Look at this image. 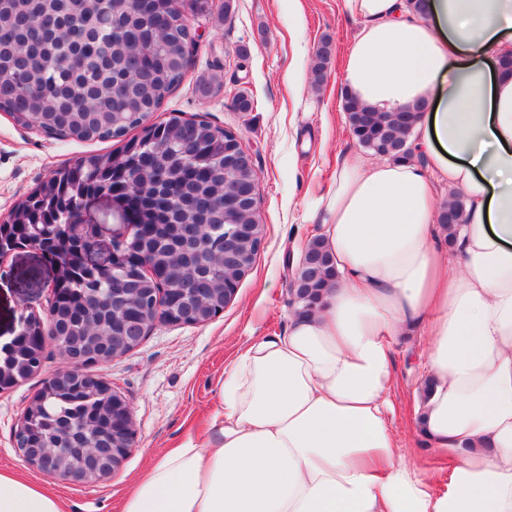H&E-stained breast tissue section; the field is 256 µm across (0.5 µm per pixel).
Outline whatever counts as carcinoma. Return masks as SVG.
<instances>
[{"instance_id": "carcinoma-1", "label": "carcinoma", "mask_w": 512, "mask_h": 512, "mask_svg": "<svg viewBox=\"0 0 512 512\" xmlns=\"http://www.w3.org/2000/svg\"><path fill=\"white\" fill-rule=\"evenodd\" d=\"M170 0H0V111L16 122L80 141L127 138L112 152L90 154L64 166L18 203L0 224V258L30 238L60 265L55 284L57 347L78 355L111 336L142 335L144 316L159 300L169 315L190 284L192 320L206 322L224 310V289L240 277L235 255L255 261V244L244 238L233 253L210 244L224 234V208L236 224L258 218L252 191L257 173L252 160L224 165L230 137L206 121L172 115L150 122L165 98L183 81L180 64L187 15ZM315 82L327 79L329 43L318 49ZM343 110L352 136L364 149L389 159L412 155V131L422 107L374 112L351 97ZM153 148L129 132L145 124ZM112 194L134 225L116 259L117 271L93 270L82 263L88 242L73 234L79 204L86 196ZM451 203L439 223L456 235L466 220L463 196ZM137 254L144 262L133 263ZM332 257L321 237L309 240L291 282L294 302L310 308L335 280ZM29 332L0 346V381L36 374L44 348L35 333L40 318L29 314ZM40 414L30 432L44 445L86 444L85 431H97L96 445L120 446L112 433V409L94 397L88 383L49 379L37 392Z\"/></svg>"}]
</instances>
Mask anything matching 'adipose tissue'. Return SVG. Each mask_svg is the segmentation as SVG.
<instances>
[{"label":"adipose tissue","mask_w":512,"mask_h":512,"mask_svg":"<svg viewBox=\"0 0 512 512\" xmlns=\"http://www.w3.org/2000/svg\"><path fill=\"white\" fill-rule=\"evenodd\" d=\"M359 23L341 95L428 105L417 158L338 164L313 206L340 275L286 334L225 368L208 429L156 454L120 512H512V0H343ZM466 222H437L435 186ZM425 340L415 430L450 462L435 491L397 446L393 338ZM0 512H67L0 470ZM449 191H454L450 193L452 200L449 205L448 202L443 205L439 214V224L448 229V234H451V236H448V243L452 244V235L456 234V227L464 224L466 220V210L465 203L463 202L464 194L459 189L443 187L439 190L438 198L443 201L447 200ZM457 192H460L462 195Z\"/></svg>","instance_id":"ef3b65f1"}]
</instances>
